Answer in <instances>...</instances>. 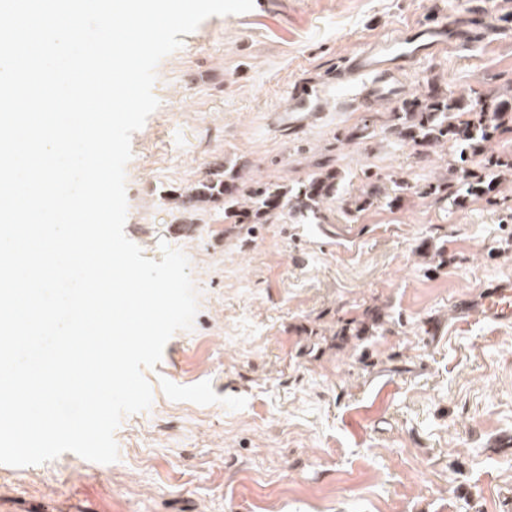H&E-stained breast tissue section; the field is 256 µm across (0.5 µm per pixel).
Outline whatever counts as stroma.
Returning <instances> with one entry per match:
<instances>
[{"label":"stroma","mask_w":512,"mask_h":512,"mask_svg":"<svg viewBox=\"0 0 512 512\" xmlns=\"http://www.w3.org/2000/svg\"><path fill=\"white\" fill-rule=\"evenodd\" d=\"M464 21L465 45L403 77L494 104L512 96V0H254L211 16L156 67L158 106L130 139L124 231L150 260L181 250L194 326L143 368L149 409L125 415L109 464L66 452L0 464L13 512H512V323L481 314L512 278V180L504 198L456 206L449 151L419 157L388 132L395 105L288 124V91L321 82L366 43ZM292 184L325 165L343 180L320 224L246 228L171 198L213 162ZM379 174L381 196H350ZM444 180L439 195L422 194ZM405 183L396 206L387 194ZM360 337L340 336L347 323Z\"/></svg>","instance_id":"35a3bbf8"}]
</instances>
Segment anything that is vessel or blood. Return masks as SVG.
Here are the masks:
<instances>
[{
  "label": "vessel or blood",
  "instance_id": "b4317fda",
  "mask_svg": "<svg viewBox=\"0 0 512 512\" xmlns=\"http://www.w3.org/2000/svg\"><path fill=\"white\" fill-rule=\"evenodd\" d=\"M470 36V30L449 22L426 23L371 41L343 60L334 82L296 81L288 96V122L299 125L309 113L322 111L324 99L334 85L359 84L360 91L355 97L359 107L373 100L399 98L403 92V75L411 65L458 46ZM482 305L487 320L512 322V280L490 282L484 290Z\"/></svg>",
  "mask_w": 512,
  "mask_h": 512
}]
</instances>
